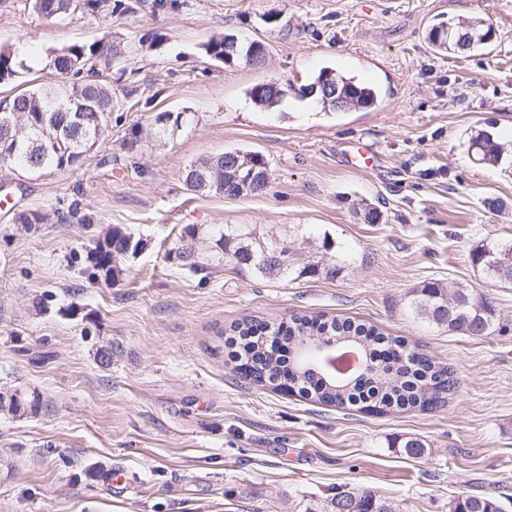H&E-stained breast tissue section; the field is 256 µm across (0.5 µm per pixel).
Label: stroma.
I'll return each mask as SVG.
<instances>
[{"label": "stroma", "instance_id": "1", "mask_svg": "<svg viewBox=\"0 0 512 512\" xmlns=\"http://www.w3.org/2000/svg\"><path fill=\"white\" fill-rule=\"evenodd\" d=\"M111 16L39 19L29 0H0V45L30 60L112 37V123L76 169L42 176L0 165V390L37 392L23 417L0 412V512H304L340 484L373 490L402 512H448L451 497L488 493L512 512V284L484 280L473 249L512 241V0H129ZM480 17V52L437 51L435 23ZM227 34L258 41L260 63H221L203 46ZM326 67L376 86L369 110L302 111L303 86ZM287 85L288 107L251 89ZM186 119L165 145L128 144L156 113ZM487 130L495 166L466 142ZM373 168L352 165L359 143ZM257 151L263 195L188 191L205 156ZM95 217L64 220L72 200ZM377 208L378 223L363 219ZM38 211L35 227L17 222ZM249 224L286 234L304 224L352 257L336 280H269L214 257L190 272L181 233ZM118 226L144 247L118 282L92 283L85 251ZM425 281L486 293L501 328L466 336L415 320L408 291ZM325 312L408 337L457 372L433 413L372 417L245 383L223 347L245 315L276 321ZM122 354L104 369L93 344ZM420 437L425 459L400 445Z\"/></svg>", "mask_w": 512, "mask_h": 512}]
</instances>
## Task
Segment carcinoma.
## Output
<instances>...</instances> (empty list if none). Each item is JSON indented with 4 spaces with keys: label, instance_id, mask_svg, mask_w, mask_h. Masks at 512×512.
<instances>
[{
    "label": "carcinoma",
    "instance_id": "obj_1",
    "mask_svg": "<svg viewBox=\"0 0 512 512\" xmlns=\"http://www.w3.org/2000/svg\"><path fill=\"white\" fill-rule=\"evenodd\" d=\"M30 8L40 19L53 22L77 11L113 15L126 9L124 0H30ZM450 36L437 40L429 37L439 50L451 48L474 50L485 45V23L479 18L449 26ZM211 58L228 62L248 57L249 44L226 53L224 39L214 38L204 45ZM121 54L110 39L89 44H74L48 52L45 68L62 78V83L20 90L0 100V163L22 167L36 175L65 172L84 162L102 139L112 120V87L107 71ZM31 70L19 50L0 46V84L12 83ZM306 88L318 89V102L334 112L370 109L377 95L373 87L347 77L331 68L321 70ZM340 103L324 105L325 94ZM260 104L274 108L288 95V88L260 84L250 91ZM184 115L159 112L146 137L159 144L181 127ZM469 152L477 165L498 161L499 145L489 135L473 136ZM248 167L239 169L224 159V154L207 156L192 162L184 171L188 190L200 194H218L228 198L258 196L263 186L245 188L243 176L251 169L269 172L267 159L259 152L246 151ZM298 246L271 233L260 236L247 224H226L211 234L215 250L237 267L255 275L283 282L303 278L334 279L345 267L344 256L336 251L329 235L321 241L297 227ZM199 231L187 228L175 253L184 266L197 273L205 269L198 252ZM141 242L118 227H113L88 248L83 272L95 281L112 282L118 276L117 262L140 249ZM512 249V242L486 243L474 249L473 261L485 277L499 279L498 269L489 266L491 253ZM407 307L424 322L446 327L466 336H485L494 331L497 316L483 295L465 285L449 290L437 281L424 282L409 291ZM273 332L279 343L273 349L255 350L250 337ZM228 355L237 362L241 374L261 386L278 391L288 385L291 393L336 408L358 407L369 415L394 411L433 412L447 405L457 392L452 367L437 361L419 345L402 336H391L373 324L353 323L323 315H292L286 321L271 323L257 316H246L230 327L224 340ZM120 348L112 340L102 341L94 356L103 368L112 366ZM42 408L37 394L0 392V410L12 415L33 414ZM404 453L421 458L428 453L426 443L418 438L403 442ZM305 512H400L399 505L373 491L336 486V492L315 508ZM448 512H505V506L491 495H462L449 500Z\"/></svg>",
    "mask_w": 512,
    "mask_h": 512
}]
</instances>
